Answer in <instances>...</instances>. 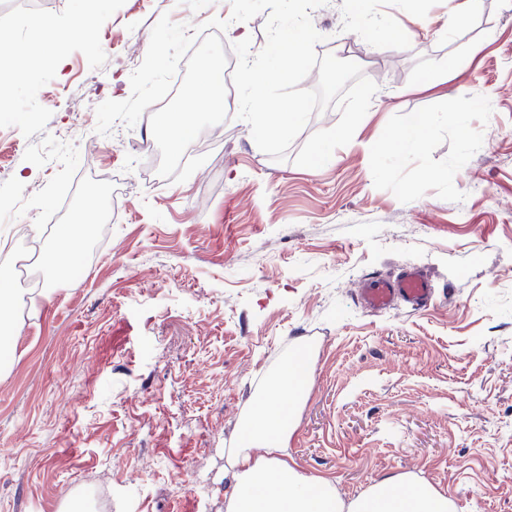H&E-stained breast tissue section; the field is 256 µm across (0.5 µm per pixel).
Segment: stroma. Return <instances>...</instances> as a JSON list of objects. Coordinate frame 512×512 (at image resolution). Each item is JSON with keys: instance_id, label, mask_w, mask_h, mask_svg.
<instances>
[{"instance_id": "stroma-1", "label": "stroma", "mask_w": 512, "mask_h": 512, "mask_svg": "<svg viewBox=\"0 0 512 512\" xmlns=\"http://www.w3.org/2000/svg\"><path fill=\"white\" fill-rule=\"evenodd\" d=\"M90 6L97 29L73 32ZM349 7L327 0L312 24L378 90L352 141L310 169L294 158L336 107L281 162L232 107L195 112L211 141L176 152L148 110L97 135V106L130 97L160 16L197 26L228 18V0H0V71L28 75L0 90L16 115L0 238L42 225L44 256L87 213L120 217L25 312L0 371V512H64L89 492L100 512H225L229 451L299 355L311 371L288 459L343 503L391 478L432 484L453 512H512V8L481 0L448 30V0H362L369 30ZM46 17L56 28L13 57ZM417 116L421 147L389 152ZM409 266L429 275L430 305H361L366 277Z\"/></svg>"}]
</instances>
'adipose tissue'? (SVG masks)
<instances>
[{
    "instance_id": "ef3b65f1",
    "label": "adipose tissue",
    "mask_w": 512,
    "mask_h": 512,
    "mask_svg": "<svg viewBox=\"0 0 512 512\" xmlns=\"http://www.w3.org/2000/svg\"><path fill=\"white\" fill-rule=\"evenodd\" d=\"M304 372L297 360L286 362L271 378L265 396L255 400L248 434L232 451L235 483L226 512H450L447 496L432 485L415 484L410 494L402 496L388 478L346 507L328 482L290 464L284 450ZM257 444L266 449V456L251 455Z\"/></svg>"
}]
</instances>
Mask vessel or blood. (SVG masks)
I'll return each instance as SVG.
<instances>
[{
	"mask_svg": "<svg viewBox=\"0 0 512 512\" xmlns=\"http://www.w3.org/2000/svg\"><path fill=\"white\" fill-rule=\"evenodd\" d=\"M361 296L370 309H385L397 300L420 309L431 301L433 290L423 270L408 268L392 280L377 276L367 278L361 288Z\"/></svg>",
	"mask_w": 512,
	"mask_h": 512,
	"instance_id": "1",
	"label": "vessel or blood"
}]
</instances>
